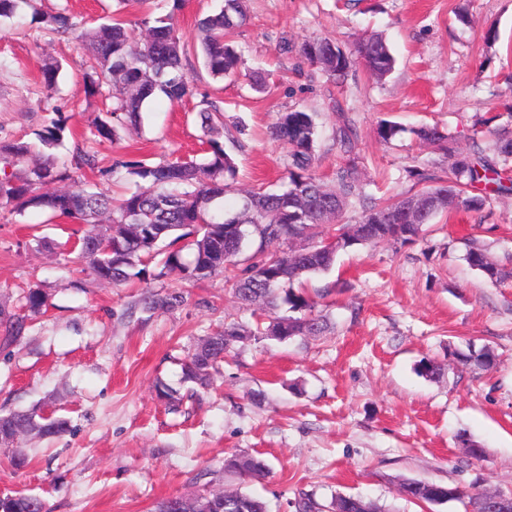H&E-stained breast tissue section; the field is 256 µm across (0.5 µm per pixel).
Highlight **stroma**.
Wrapping results in <instances>:
<instances>
[{
	"mask_svg": "<svg viewBox=\"0 0 512 512\" xmlns=\"http://www.w3.org/2000/svg\"><path fill=\"white\" fill-rule=\"evenodd\" d=\"M188 44L196 21L221 0H183L172 11ZM247 25L231 39L243 75L215 85L192 59L194 93L159 98L140 125L116 141L96 143L100 188L121 197L130 188L123 162L202 157L196 106L218 91L224 101L222 142L239 140L238 181L228 202L257 184L282 188L287 152L272 134L282 113H316L321 137L315 169L335 186L337 167L357 165L367 194L412 193L408 170L427 162L450 171L452 159L416 135L439 125L458 152L489 147L496 129L512 128V0H246ZM386 37L397 63L384 80L363 66L329 80L301 53L326 36L352 49L365 34ZM85 46L45 34L37 24H0V137L32 142L45 118L61 109L74 137L57 150L72 161L75 143L109 108L111 87L90 99L83 81ZM63 64L59 91L45 97V63ZM266 86L254 88L249 73ZM354 121L359 142L343 155L332 139L339 116ZM402 131L390 142L381 121ZM70 220L48 221L31 209L0 208V304L19 307L23 288L42 285L45 314L17 344L0 348V409L42 405L69 419L51 443L27 442L32 465L13 471L0 449V496H40L49 512H155L162 499L206 489H241L264 498L269 512L302 489L331 512L336 495H359L391 512H423L398 489L427 479L512 493V279L494 285L464 259L475 242L512 269V193L488 192L482 211L450 210L416 240L381 242L340 252L333 267L305 282L323 292L331 323L323 336L237 344L213 388L177 411L158 401L154 385H179L185 350L225 322H252L223 277L192 281L171 274L154 289L181 291L182 307L142 313L140 285H114L76 271L40 238L65 243ZM490 346L497 364L485 372L458 364L449 348ZM445 363L443 376L419 375L422 358ZM480 444L471 458L465 440ZM230 454L256 455L260 478L226 471Z\"/></svg>",
	"mask_w": 512,
	"mask_h": 512,
	"instance_id": "obj_1",
	"label": "stroma"
}]
</instances>
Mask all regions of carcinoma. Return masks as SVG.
<instances>
[{"label": "carcinoma", "instance_id": "carcinoma-1", "mask_svg": "<svg viewBox=\"0 0 512 512\" xmlns=\"http://www.w3.org/2000/svg\"><path fill=\"white\" fill-rule=\"evenodd\" d=\"M172 2V11L163 17L147 16L132 22L116 10L106 22L83 28L66 7L48 13L41 11L38 0H0V22L17 18L29 9L32 18L55 36L67 37L80 31L79 38L89 49L84 73L87 96L101 93L100 78L112 81V108L96 116L94 136L113 141L123 126L141 122L152 100H179L192 93L193 79L186 70L190 47L181 40L174 21L182 0ZM247 21L242 0H224L219 11L197 20L203 34L202 65L212 80L220 82L238 72L240 54L225 35ZM140 25L148 30L143 43L135 37V28ZM335 46L326 37H316L304 42L301 52L331 79L345 75L357 62L379 78L395 68L396 58L379 36L360 39L354 52L346 55L336 52ZM61 71L57 61L43 68L42 85L47 94L57 91ZM196 120L206 137L207 155L200 160L175 157L155 162L144 154L123 162L134 190L117 202L90 186L61 194L39 191L47 183L69 177V171L58 169L51 154L65 146L67 126L62 118L47 120L37 132L40 144L49 150L40 163H29V143L0 140V206L19 215L34 208L47 213L51 220L61 216L79 220L83 229L70 252L77 253L83 262L82 271L97 280L123 284L132 278L145 283L172 273L191 280L222 276L233 284L234 298L245 307L263 311L280 302L287 304L289 314L285 316L269 323L258 320L252 328L226 323L224 329L193 347L183 363V382L206 389L220 373L224 354L230 350L224 344L226 336L262 340L273 333L285 342L297 336H321L330 329L326 316L315 313V302L301 287V279L330 270L337 254L317 251L299 256L291 250L273 249L271 244L295 237L314 241L325 235L338 237L343 250L380 241L405 243L417 238L422 226L435 223L445 210L433 204L414 221L406 214L407 195L363 201L360 175L353 164L338 168L336 189H327L312 168L318 131L313 114L304 110L282 114L274 126L275 137L288 149L286 188L270 192L260 186L230 205L226 195L237 179L238 166L234 154L219 141L224 126L223 100L203 95ZM417 136L428 144L441 146L448 142L447 134L437 125L420 127ZM334 140L342 153L355 151L358 134L352 120L341 117ZM494 154L505 162L512 159V131H497ZM73 162L77 170L93 173L98 169L97 156L88 146H75ZM418 181L422 188L415 195H427L435 201L451 191L457 198L456 209L467 212L479 211L485 205L484 196L470 192L481 182L493 184L499 193L512 190L496 161L479 148L471 155L458 157L452 176L422 171ZM357 202L361 203V212L353 220L347 212ZM103 214L110 217L107 226L99 224ZM235 224L247 231L242 242L224 236V230ZM185 250L190 251L189 261L183 258ZM465 260L493 284L512 277V271L502 268L478 247H469ZM154 261L160 271L151 274L148 265ZM47 299L46 292L36 285L23 292L20 311L0 310V345L6 348L17 342L33 317L44 313ZM184 302L180 291L149 288L139 300L142 311L151 314L173 310ZM451 355L465 366L474 364L484 370L495 363V353L488 346L467 353L453 351ZM442 370L441 364L429 358L417 366L418 373L429 379L439 377ZM155 392L158 399L173 406L183 401L179 390L161 380ZM69 431L68 420L47 416L35 407L0 411V447L12 449L10 464L16 470L31 463L20 448L22 439L60 437ZM224 469L259 477L265 474L267 465L257 457L232 455L224 459ZM400 493L414 503L430 505H443L466 495V491L449 483L417 479L403 481ZM206 504L208 512H268L263 499L241 490L226 491L224 497ZM291 507L294 512H321L320 503L302 491L297 492ZM334 507L335 512H382L375 502L355 495H337ZM0 512H46V505L36 496L17 493L0 497Z\"/></svg>", "mask_w": 512, "mask_h": 512}]
</instances>
